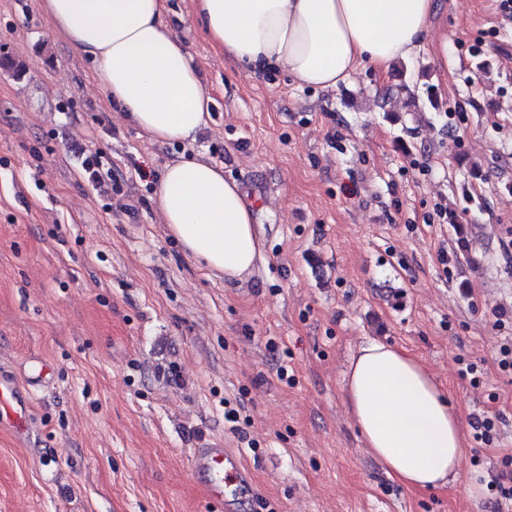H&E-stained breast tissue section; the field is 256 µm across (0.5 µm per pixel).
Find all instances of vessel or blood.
Masks as SVG:
<instances>
[{"label":"vessel or blood","instance_id":"obj_1","mask_svg":"<svg viewBox=\"0 0 512 512\" xmlns=\"http://www.w3.org/2000/svg\"><path fill=\"white\" fill-rule=\"evenodd\" d=\"M28 409L13 382L0 375V417L18 432L24 431ZM197 471L205 478L211 495L240 501L253 490L248 471L239 454L220 446L198 448L194 451Z\"/></svg>","mask_w":512,"mask_h":512}]
</instances>
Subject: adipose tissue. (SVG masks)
Here are the masks:
<instances>
[{"instance_id":"ef3b65f1","label":"adipose tissue","mask_w":512,"mask_h":512,"mask_svg":"<svg viewBox=\"0 0 512 512\" xmlns=\"http://www.w3.org/2000/svg\"><path fill=\"white\" fill-rule=\"evenodd\" d=\"M53 31L88 58L123 120L161 144L189 143L209 119L210 92L166 19V0H40ZM434 0H195L212 47L242 69L275 67L297 85L332 89L360 65L387 73L427 37ZM154 202L185 254L233 281L263 255L253 209L224 168L197 155L168 162ZM344 397L367 448L410 490L455 483L465 437L459 414L407 349L358 347Z\"/></svg>"}]
</instances>
